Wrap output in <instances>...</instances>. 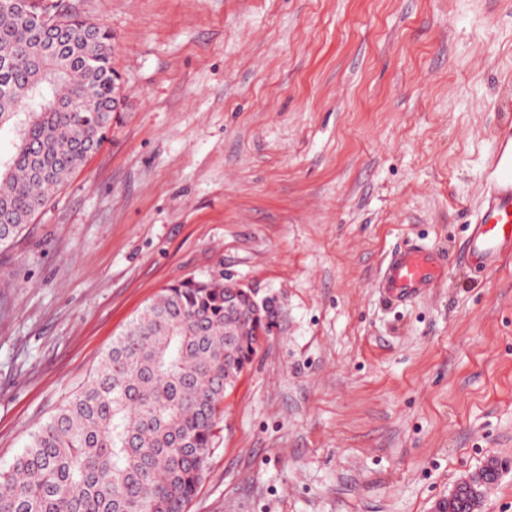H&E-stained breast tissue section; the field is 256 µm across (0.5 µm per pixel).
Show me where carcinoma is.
<instances>
[{
	"mask_svg": "<svg viewBox=\"0 0 512 512\" xmlns=\"http://www.w3.org/2000/svg\"><path fill=\"white\" fill-rule=\"evenodd\" d=\"M66 28L61 78H42L39 30L0 0V126L24 116L15 151L0 162V224L8 245L112 128L119 86L112 32L67 0H31ZM256 292L229 296L224 274L163 289L112 342L91 380L31 435L0 472V512H186L207 470L224 397L278 324Z\"/></svg>",
	"mask_w": 512,
	"mask_h": 512,
	"instance_id": "cac0c4a2",
	"label": "carcinoma"
}]
</instances>
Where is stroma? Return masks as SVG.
<instances>
[{"mask_svg": "<svg viewBox=\"0 0 512 512\" xmlns=\"http://www.w3.org/2000/svg\"><path fill=\"white\" fill-rule=\"evenodd\" d=\"M70 2L124 100L0 248V470L163 288L222 273L280 328L186 512H433L492 457L512 512V258L455 259L512 135V0ZM412 238L450 262L391 306Z\"/></svg>", "mask_w": 512, "mask_h": 512, "instance_id": "1", "label": "stroma"}]
</instances>
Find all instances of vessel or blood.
<instances>
[{
    "label": "vessel or blood",
    "instance_id": "b4317fda",
    "mask_svg": "<svg viewBox=\"0 0 512 512\" xmlns=\"http://www.w3.org/2000/svg\"><path fill=\"white\" fill-rule=\"evenodd\" d=\"M491 174L488 202L469 225L459 253L460 261L474 269L497 266L512 255V152H495ZM445 268L444 258L409 241L387 257L377 286L388 300L403 303L435 287Z\"/></svg>",
    "mask_w": 512,
    "mask_h": 512
}]
</instances>
